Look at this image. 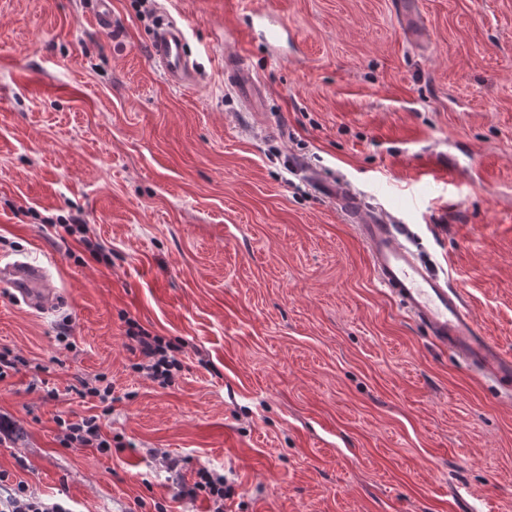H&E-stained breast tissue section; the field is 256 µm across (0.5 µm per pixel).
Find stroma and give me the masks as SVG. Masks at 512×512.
<instances>
[{"instance_id": "obj_1", "label": "stroma", "mask_w": 512, "mask_h": 512, "mask_svg": "<svg viewBox=\"0 0 512 512\" xmlns=\"http://www.w3.org/2000/svg\"><path fill=\"white\" fill-rule=\"evenodd\" d=\"M88 2L0 0V261L61 294L35 313L0 282V348L25 360L0 470L73 512H212L181 495L203 469L224 512H461L458 484L512 512V382L433 344L312 183L403 225L512 356V0H419L430 54L390 0H112L108 30ZM254 10L293 36L284 62L250 50L257 117L224 81ZM168 19L194 88L149 63ZM72 215L103 259L55 226ZM130 318L181 340L171 384L134 371ZM100 374L107 414L81 393ZM90 415L119 448L63 445L58 418Z\"/></svg>"}]
</instances>
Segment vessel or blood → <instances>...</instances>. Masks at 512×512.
<instances>
[{
  "instance_id": "vessel-or-blood-1",
  "label": "vessel or blood",
  "mask_w": 512,
  "mask_h": 512,
  "mask_svg": "<svg viewBox=\"0 0 512 512\" xmlns=\"http://www.w3.org/2000/svg\"><path fill=\"white\" fill-rule=\"evenodd\" d=\"M392 5L415 38H428L413 0H392ZM244 31L261 42L274 58L286 60L283 46L291 34L273 14L251 13ZM149 61L171 85L194 86L195 69L186 51L185 33L176 22L167 21L155 28ZM224 80L235 89L249 112H263L265 85L251 67L247 53L225 58ZM316 188L335 205L347 223L354 225L379 286L436 344L485 375L499 380L512 377V358L484 332L460 292L401 242L398 225L368 208L358 195L338 184L320 181ZM45 277L44 267L29 262H10L0 268V278L9 282L16 298L37 312L56 301L55 291L44 285Z\"/></svg>"
}]
</instances>
